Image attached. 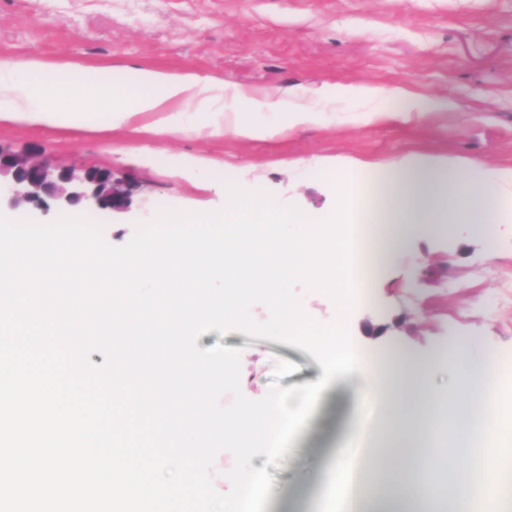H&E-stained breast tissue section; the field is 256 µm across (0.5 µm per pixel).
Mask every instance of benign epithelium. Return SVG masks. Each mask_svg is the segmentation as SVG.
Instances as JSON below:
<instances>
[{
	"label": "benign epithelium",
	"mask_w": 512,
	"mask_h": 512,
	"mask_svg": "<svg viewBox=\"0 0 512 512\" xmlns=\"http://www.w3.org/2000/svg\"><path fill=\"white\" fill-rule=\"evenodd\" d=\"M10 176V183L0 184V199L16 208L29 204L47 211L55 206L64 211L84 204L90 208L123 212L129 209L135 185L114 177L112 171L87 170L81 176L66 168L35 163L0 150V176Z\"/></svg>",
	"instance_id": "benign-epithelium-1"
}]
</instances>
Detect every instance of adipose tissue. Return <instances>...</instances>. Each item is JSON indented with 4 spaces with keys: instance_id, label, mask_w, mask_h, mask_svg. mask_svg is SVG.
Here are the masks:
<instances>
[{
    "instance_id": "ef3b65f1",
    "label": "adipose tissue",
    "mask_w": 512,
    "mask_h": 512,
    "mask_svg": "<svg viewBox=\"0 0 512 512\" xmlns=\"http://www.w3.org/2000/svg\"><path fill=\"white\" fill-rule=\"evenodd\" d=\"M35 72L42 79L33 86L25 76ZM225 90L223 81L209 77L142 70L137 76L136 92L124 103L120 100L121 90L93 72L79 69L61 73L33 59L18 69L0 65V122L85 126L94 109L107 115L110 126L131 125L137 133L155 138H173L206 129L214 136L229 134L256 140L269 138L277 130L276 125L260 120V113H287L292 128L316 123L321 117L314 105L292 107L274 95L254 98L239 89L233 92L235 111L228 117L224 114ZM348 94L402 100L401 109L380 107L363 113L362 119L368 123L383 119L404 121L436 108L432 101L423 105L405 98L399 89L364 86L349 89ZM145 113L153 114V121L137 123V116ZM374 180L376 193L368 200L354 201L353 218L364 223L366 211L372 208L377 212V223L393 225V235L383 247L387 253L424 224L463 222L473 225L477 233L489 232L504 205L490 173L479 166L461 170L446 163L415 160L395 169H380ZM353 350L362 357L364 373L358 378L361 397L384 395V370L398 369L407 380L408 396L430 413L433 424L426 434H409L402 427L401 415H394L384 438L359 470H352L346 459H337L327 474V483L336 489L342 512H437L439 505L448 500L458 503L463 512H471L475 506L480 512H500L495 494L500 472L493 449L498 432L487 434L489 447L482 474L485 494L480 504L472 502L471 470L452 468L455 460H470L476 425L474 409L457 404L456 395L463 391L469 393L471 400H479L486 381L499 384L512 379V366L489 352L474 357L467 340L437 348L429 362L403 349L391 350L380 358L365 355L359 344ZM437 367L447 368L453 377L451 386L442 393L427 385ZM399 458L417 469V479L395 485L383 497L370 494L381 471L391 469L393 460Z\"/></svg>"
}]
</instances>
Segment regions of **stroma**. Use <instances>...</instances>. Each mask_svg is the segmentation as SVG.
<instances>
[{"mask_svg":"<svg viewBox=\"0 0 512 512\" xmlns=\"http://www.w3.org/2000/svg\"><path fill=\"white\" fill-rule=\"evenodd\" d=\"M30 59L96 69L129 87L149 69L213 77L256 95L331 98L319 125L251 141L149 140L106 128L101 117L93 130L0 123V150L78 174L108 169L136 184L129 211L71 209L103 222L114 246L158 209H219L228 183L268 190L307 213L333 210L327 172L336 165L452 159L486 167L512 195V0H0V63ZM363 85L402 88L439 107L408 122L364 124L356 116L370 102L344 96ZM364 289L349 328L373 355L401 345L428 360L441 344L473 337L512 357V208L489 242L459 224L414 233L368 267ZM218 343L240 349V387L251 400L266 395L277 359L297 366L282 387L322 375L310 354L281 342L215 331L197 341L202 349ZM353 394L339 380L318 402L270 470L264 512H318L322 492L309 476L340 445Z\"/></svg>","mask_w":512,"mask_h":512,"instance_id":"35a3bbf8","label":"stroma"}]
</instances>
